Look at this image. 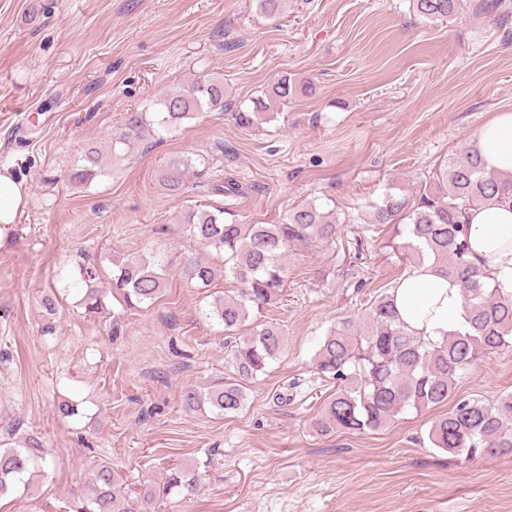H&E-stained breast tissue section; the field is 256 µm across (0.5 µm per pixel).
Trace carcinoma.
Returning <instances> with one entry per match:
<instances>
[{"instance_id":"cac0c4a2","label":"carcinoma","mask_w":512,"mask_h":512,"mask_svg":"<svg viewBox=\"0 0 512 512\" xmlns=\"http://www.w3.org/2000/svg\"><path fill=\"white\" fill-rule=\"evenodd\" d=\"M416 12L427 19L444 20L456 14L460 0H413ZM297 82L283 77L267 99L257 98L249 112L235 113L239 127L250 129L270 115L273 103L285 104L293 96ZM158 111L133 112L126 128L112 137L110 156L118 158L131 140L148 129L163 131L179 128L185 121L204 112L224 110V80L203 78L190 87L162 97ZM202 168H195V164ZM171 160L160 177L171 192L185 188V175L202 177L208 172L205 160ZM105 170L103 155L90 149L84 164L74 168L71 181L84 184ZM481 205L512 208V174L485 170L477 147L448 162L437 174L435 187L414 201L392 194L373 206L370 223L394 225L397 233L410 238L407 249L416 266L432 262L438 274L455 279L461 287L468 328L450 333L433 343L417 336L401 320L394 292L378 295L364 321L344 319L320 341L314 356L316 369L336 381V392L324 403L312 422L321 435L343 431L362 433L384 428L399 414L417 411L448 401L456 382L479 360L512 350V292L489 281L485 260L471 251L469 210ZM231 219H225V216ZM224 207L211 210L191 207L183 215L188 239L210 249L212 262L187 258L179 268L183 280L201 288L209 286L220 266L224 279L234 290L213 304L210 318L224 326L231 338L244 326L248 310L260 314L280 296L288 278L285 257L288 251L316 238L335 233L338 219H329L336 210L322 212L314 204L303 205L277 224H242ZM96 265H79L80 305L89 314L107 311V299H115L121 311L151 305L166 285L164 265L144 259L116 263L110 287H98ZM284 350V337L273 324L252 328L249 335L232 345V367L238 381L215 386L205 392H184L189 408L208 405L221 415L237 413L244 405L242 382L265 371ZM62 418L81 414V402L64 398L56 405ZM429 440L436 448L455 457L473 461L486 456L512 454V394L494 403L460 400L448 413L435 419ZM52 462L50 452L34 436L16 447L0 449V496L18 488L28 491L35 474L45 475ZM198 473L175 470L165 477L162 487L144 496L136 507L120 493L119 475L112 466L102 465L91 481L74 493L63 512H149L147 506L157 497L172 494L188 499L198 489Z\"/></svg>"}]
</instances>
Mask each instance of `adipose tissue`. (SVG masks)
<instances>
[{
    "instance_id": "1",
    "label": "adipose tissue",
    "mask_w": 512,
    "mask_h": 512,
    "mask_svg": "<svg viewBox=\"0 0 512 512\" xmlns=\"http://www.w3.org/2000/svg\"><path fill=\"white\" fill-rule=\"evenodd\" d=\"M486 169L512 172V112L495 113L476 134ZM470 246L486 260V269L500 288L512 291V210L487 206L470 210ZM402 320L418 335L438 341L448 332L465 328L459 284L438 276L430 265L414 268L395 291Z\"/></svg>"
}]
</instances>
